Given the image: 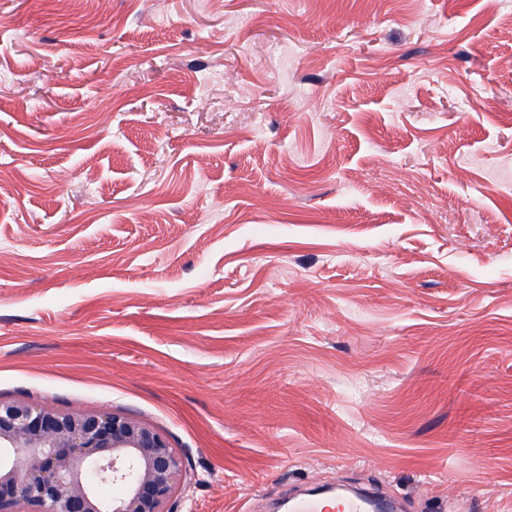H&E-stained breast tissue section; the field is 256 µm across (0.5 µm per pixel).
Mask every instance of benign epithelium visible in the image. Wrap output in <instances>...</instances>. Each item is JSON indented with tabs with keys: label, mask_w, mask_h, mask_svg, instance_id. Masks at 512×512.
<instances>
[{
	"label": "benign epithelium",
	"mask_w": 512,
	"mask_h": 512,
	"mask_svg": "<svg viewBox=\"0 0 512 512\" xmlns=\"http://www.w3.org/2000/svg\"><path fill=\"white\" fill-rule=\"evenodd\" d=\"M190 479L185 456L144 420L0 401V512H179Z\"/></svg>",
	"instance_id": "obj_1"
}]
</instances>
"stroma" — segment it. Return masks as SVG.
Here are the masks:
<instances>
[{
    "mask_svg": "<svg viewBox=\"0 0 512 512\" xmlns=\"http://www.w3.org/2000/svg\"><path fill=\"white\" fill-rule=\"evenodd\" d=\"M512 0H0V401L145 419L181 512H512ZM375 500L364 492L347 493L334 497L307 495L292 502L293 512H367L368 503Z\"/></svg>",
    "mask_w": 512,
    "mask_h": 512,
    "instance_id": "35a3bbf8",
    "label": "stroma"
}]
</instances>
